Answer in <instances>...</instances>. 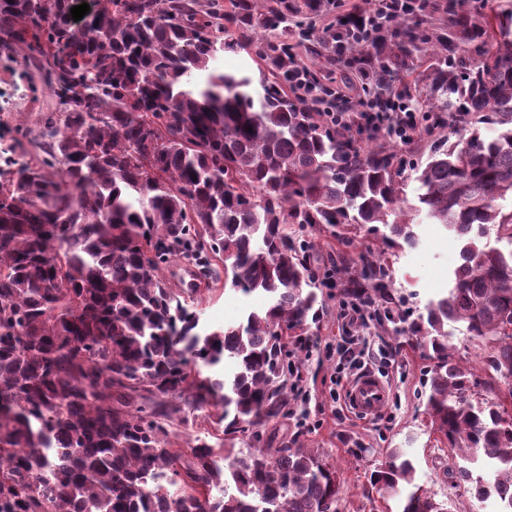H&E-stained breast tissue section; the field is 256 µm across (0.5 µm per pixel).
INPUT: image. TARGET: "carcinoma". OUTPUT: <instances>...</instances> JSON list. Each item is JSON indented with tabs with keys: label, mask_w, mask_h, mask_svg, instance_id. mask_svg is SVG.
<instances>
[{
	"label": "carcinoma",
	"mask_w": 512,
	"mask_h": 512,
	"mask_svg": "<svg viewBox=\"0 0 512 512\" xmlns=\"http://www.w3.org/2000/svg\"><path fill=\"white\" fill-rule=\"evenodd\" d=\"M71 8L0 0V53L45 71L60 106L0 166V512H337L315 451L261 448L323 307L307 229L395 252L422 220L463 239L444 295L407 320L370 251L346 293L389 304L433 361L448 476L512 512V412L491 387L512 394V0H419L366 31L353 12L317 27L326 0H102L79 24ZM238 51L259 76L215 67ZM364 101L420 113L411 140ZM221 271L265 303L207 325L185 277ZM450 323L488 350L490 382L454 360ZM207 412L222 438L181 446ZM371 484L397 512H445L401 448Z\"/></svg>",
	"instance_id": "cac0c4a2"
}]
</instances>
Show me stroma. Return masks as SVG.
I'll return each mask as SVG.
<instances>
[{
	"label": "stroma",
	"mask_w": 512,
	"mask_h": 512,
	"mask_svg": "<svg viewBox=\"0 0 512 512\" xmlns=\"http://www.w3.org/2000/svg\"><path fill=\"white\" fill-rule=\"evenodd\" d=\"M56 102L36 69L23 59L10 61L0 55V156L17 153L20 129L37 130L42 113ZM416 232L417 247L389 259L395 293L413 316L446 291L462 247L453 233L438 225L422 223ZM310 240L315 260L335 259L340 272L336 281L322 288L323 310L308 330L313 356L303 371L298 398L277 423L278 439L314 449L335 469L341 485L338 512H396V501L370 484L371 473L391 448L407 451L417 483L446 502L449 512H494V502H479L466 487L445 482L443 469L453 466L456 452L431 429L425 411L429 362L406 337L380 327L371 311L365 312L352 334L373 350L368 368L386 380L391 398L385 410L370 420L356 417L345 406V384L355 372L341 369L337 350L344 324L342 283L351 276L358 253L368 247L380 249L381 244L373 234L347 244L319 226ZM197 300L202 321L213 324L240 319L246 306L240 294L220 281L200 289Z\"/></svg>",
	"instance_id": "1"
}]
</instances>
